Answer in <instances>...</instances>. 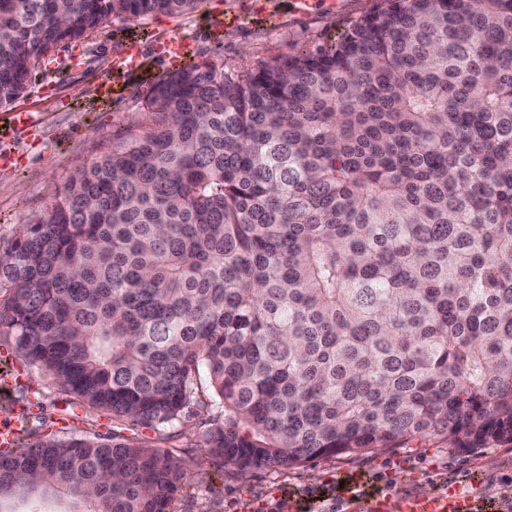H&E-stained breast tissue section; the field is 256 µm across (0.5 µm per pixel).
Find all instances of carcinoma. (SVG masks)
Wrapping results in <instances>:
<instances>
[{
  "label": "carcinoma",
  "mask_w": 512,
  "mask_h": 512,
  "mask_svg": "<svg viewBox=\"0 0 512 512\" xmlns=\"http://www.w3.org/2000/svg\"><path fill=\"white\" fill-rule=\"evenodd\" d=\"M197 2L0 0V107L57 44ZM148 109L0 262L20 356L145 427L205 375V447L240 469L512 443V0H388L241 82L188 64ZM182 475L117 433L41 440L0 451V507L169 512Z\"/></svg>",
  "instance_id": "1"
}]
</instances>
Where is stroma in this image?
Listing matches in <instances>:
<instances>
[{
    "instance_id": "35a3bbf8",
    "label": "stroma",
    "mask_w": 512,
    "mask_h": 512,
    "mask_svg": "<svg viewBox=\"0 0 512 512\" xmlns=\"http://www.w3.org/2000/svg\"><path fill=\"white\" fill-rule=\"evenodd\" d=\"M339 10L320 11L270 29L251 23L209 34L212 20L223 17L226 0H201L196 11L172 15L157 12L139 18L113 17L82 39L63 42L44 57L30 89L11 105L32 113L35 127L18 134L10 145L13 161L0 167V261L22 225L52 209L76 169L109 153L117 138L144 136L160 116L147 108L153 86L130 82L110 105H99L95 88L112 68V59L128 39L138 38L156 78L170 67L155 55L157 41L177 37L191 47L190 59L207 63L225 75L241 78L302 53L328 49L356 22L382 8L384 0H341ZM11 329L0 326V355L9 356L20 377L10 395L0 397V418L29 415L24 441L100 438L120 432L148 447L167 449L186 463L170 512H242L247 500L275 503L283 485L318 489L346 471L370 476L387 492L432 491L436 479H460L472 472L481 483H463V492L490 499L512 493V443L454 452L446 436L435 434L405 448H374L350 456H321L280 470L241 471L219 464L207 453L203 437L224 418L221 405L203 411L207 385L171 426L149 428L113 420L110 412L82 407L46 371L15 353Z\"/></svg>"
}]
</instances>
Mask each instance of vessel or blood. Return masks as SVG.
I'll list each match as a JSON object with an SVG mask.
<instances>
[{
	"label": "vessel or blood",
	"mask_w": 512,
	"mask_h": 512,
	"mask_svg": "<svg viewBox=\"0 0 512 512\" xmlns=\"http://www.w3.org/2000/svg\"><path fill=\"white\" fill-rule=\"evenodd\" d=\"M340 0H289L284 19H295L320 9L338 8ZM275 0H247L245 11L228 10L224 13L223 29L238 27L244 14L266 16L276 9ZM185 45L169 39L157 42L155 52L164 57L171 68L178 69L185 64ZM146 60L138 43L127 44L112 60V75L97 86L101 102H109L120 81L127 77L149 78ZM33 126V119L27 112H10L0 116V133L11 136L22 133ZM344 485L339 493L347 503L349 512H491L490 503L460 496L455 483H440L435 491L420 497L414 494L392 495L379 491L369 492L364 488L360 475L349 474L343 478Z\"/></svg>",
	"instance_id": "vessel-or-blood-1"
}]
</instances>
